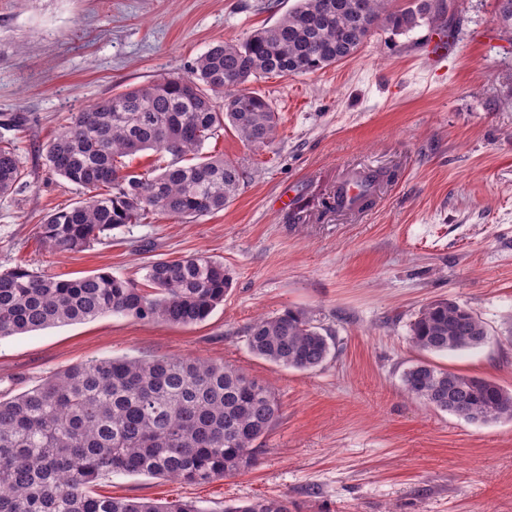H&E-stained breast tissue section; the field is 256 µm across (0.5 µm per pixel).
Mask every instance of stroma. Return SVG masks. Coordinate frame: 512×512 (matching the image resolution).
<instances>
[{"instance_id":"stroma-1","label":"stroma","mask_w":512,"mask_h":512,"mask_svg":"<svg viewBox=\"0 0 512 512\" xmlns=\"http://www.w3.org/2000/svg\"><path fill=\"white\" fill-rule=\"evenodd\" d=\"M295 0H0V123L14 119L24 177L0 197V269L64 279L142 281L148 261L197 253L223 263V305L190 327L105 314L0 339V396L94 359L226 362L269 383L281 405L255 466L205 484L141 474L94 494L195 503L202 512L285 497L296 512H512V420L485 424L426 406L403 388L422 360L410 325L430 301L469 306L491 340L434 364L512 390V33L497 0H444L432 22L374 31L351 59L314 74L251 82L280 117L270 146L225 130L205 153L237 161L244 184L222 211L185 223L147 215L79 252L49 253V213L88 197L56 176L49 142L72 113L130 86L185 73L211 46L240 42ZM451 55L426 60L433 31ZM395 172L375 205L322 213L352 171ZM305 215L293 223L279 196ZM313 312L335 349L312 372L252 354L256 316Z\"/></svg>"}]
</instances>
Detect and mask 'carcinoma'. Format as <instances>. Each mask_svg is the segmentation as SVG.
<instances>
[{
    "label": "carcinoma",
    "mask_w": 512,
    "mask_h": 512,
    "mask_svg": "<svg viewBox=\"0 0 512 512\" xmlns=\"http://www.w3.org/2000/svg\"><path fill=\"white\" fill-rule=\"evenodd\" d=\"M440 0H296L271 26L241 43L210 47L182 75L125 89L72 113L47 146L52 170L95 191L38 225L54 252L82 251L109 232L155 212L196 220L224 209L245 172L235 161L203 153L230 128L250 146L279 133L277 112L247 84L269 76L314 74L354 56L372 30L393 35L420 26ZM160 150L171 160L150 172L127 170L123 158ZM23 177L15 142L0 145V196ZM394 175L359 171L324 207L364 210ZM151 290L102 272L60 279L26 266L0 270V338L106 313L192 326L224 302L230 278L204 254L159 259L145 267ZM251 353L314 371L334 337L303 310L258 317L244 328ZM487 326L469 307L437 299L410 325L414 348L431 353L486 344ZM405 390L427 406L487 423L512 417V392L498 383L419 361L402 376ZM280 404L268 385L226 364L199 358L100 359L74 365L43 383L0 399V512H201L192 502L159 504L137 497H96L90 487L109 474H144L208 483L256 463L255 442L276 424ZM224 512H291L286 498H260Z\"/></svg>",
    "instance_id": "carcinoma-1"
}]
</instances>
